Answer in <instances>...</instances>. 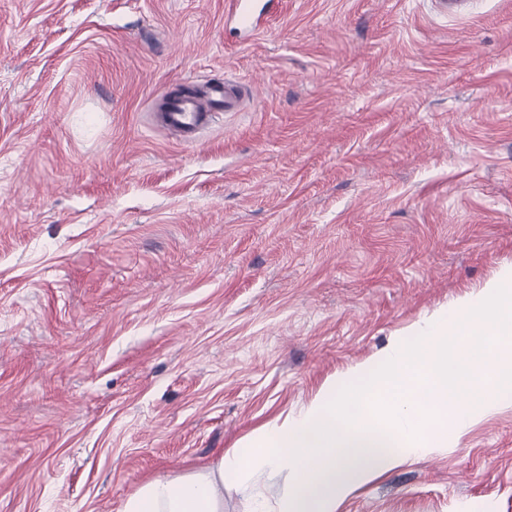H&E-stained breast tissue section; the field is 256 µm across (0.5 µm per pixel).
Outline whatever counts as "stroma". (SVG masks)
<instances>
[{"label": "stroma", "instance_id": "obj_1", "mask_svg": "<svg viewBox=\"0 0 512 512\" xmlns=\"http://www.w3.org/2000/svg\"><path fill=\"white\" fill-rule=\"evenodd\" d=\"M225 2L0 0V512H120L512 266V0ZM338 512H512V403ZM254 0H228L225 4L227 16L241 28L253 30L258 26L262 10L256 17V4ZM236 81L214 80L207 84L200 96L172 92L158 102L155 119L164 129L180 133H195L209 126L220 112H238L240 102ZM163 110L160 111V107Z\"/></svg>", "mask_w": 512, "mask_h": 512}]
</instances>
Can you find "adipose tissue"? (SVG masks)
<instances>
[{"mask_svg": "<svg viewBox=\"0 0 512 512\" xmlns=\"http://www.w3.org/2000/svg\"><path fill=\"white\" fill-rule=\"evenodd\" d=\"M512 269L395 338L359 375L324 389L299 416L267 424L216 466L157 476L121 512H223L224 486L247 488L253 472L284 473L276 504L252 494L250 512H336L340 502L408 461L448 445L512 398Z\"/></svg>", "mask_w": 512, "mask_h": 512, "instance_id": "ef3b65f1", "label": "adipose tissue"}]
</instances>
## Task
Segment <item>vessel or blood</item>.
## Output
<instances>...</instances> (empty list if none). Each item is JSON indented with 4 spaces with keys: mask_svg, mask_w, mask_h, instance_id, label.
Instances as JSON below:
<instances>
[{
    "mask_svg": "<svg viewBox=\"0 0 512 512\" xmlns=\"http://www.w3.org/2000/svg\"><path fill=\"white\" fill-rule=\"evenodd\" d=\"M225 10L229 18L243 29H255L259 19L254 0H227ZM161 111L155 119L164 129L194 133L209 126L221 112H236L240 102L231 80H215L207 84L201 94L173 92L160 101Z\"/></svg>",
    "mask_w": 512,
    "mask_h": 512,
    "instance_id": "b4317fda",
    "label": "vessel or blood"
}]
</instances>
